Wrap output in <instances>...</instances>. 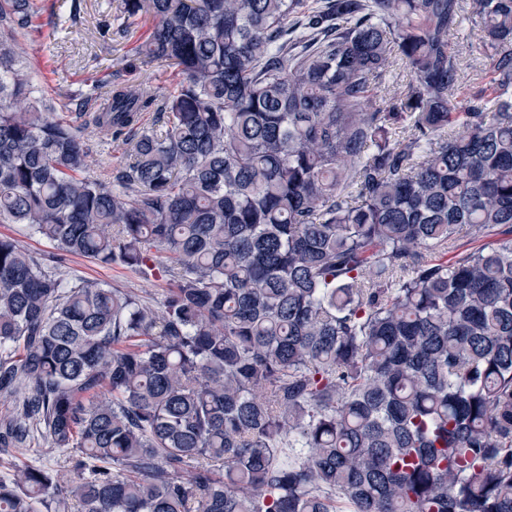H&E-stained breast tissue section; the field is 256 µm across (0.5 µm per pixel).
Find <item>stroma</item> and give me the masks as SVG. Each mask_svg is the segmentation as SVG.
Instances as JSON below:
<instances>
[{
  "instance_id": "35a3bbf8",
  "label": "stroma",
  "mask_w": 512,
  "mask_h": 512,
  "mask_svg": "<svg viewBox=\"0 0 512 512\" xmlns=\"http://www.w3.org/2000/svg\"><path fill=\"white\" fill-rule=\"evenodd\" d=\"M75 2L80 5V15L67 32L56 34L46 26L41 32L21 34L16 38L17 55L38 92L54 99L84 90L86 78L93 73L113 86L147 84L170 90L179 84L181 76L174 68L155 64L131 72L120 62L121 57L129 55L145 40L151 26L149 17H140L135 25L124 30L114 20V0H42L46 11L60 15L69 14ZM452 41L462 52L459 100H466L474 92L491 89L494 74L489 61L472 49L478 41L475 26L469 20H462ZM85 143L90 176L111 182L113 169L127 159L128 145L97 131L87 134ZM61 271L70 280L102 282L134 291L153 301L160 300L169 286L167 279H145L124 267L103 266L80 256L67 257ZM25 465L45 468L62 483L72 474L69 457L48 448L39 438L32 440L28 447L0 454V477L11 476L16 468Z\"/></svg>"
}]
</instances>
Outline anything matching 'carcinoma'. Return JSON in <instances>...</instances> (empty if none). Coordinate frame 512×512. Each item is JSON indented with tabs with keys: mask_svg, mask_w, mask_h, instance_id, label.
Returning <instances> with one entry per match:
<instances>
[{
	"mask_svg": "<svg viewBox=\"0 0 512 512\" xmlns=\"http://www.w3.org/2000/svg\"><path fill=\"white\" fill-rule=\"evenodd\" d=\"M117 10L153 19L125 66L182 81L70 95L74 126L19 66L38 5L0 0V223L169 280L151 304L0 235V452L74 468L16 469L0 512H512V0ZM465 12L496 90L460 103ZM89 129L129 141L110 184ZM391 72L387 75L384 85L380 91L374 95L373 104L381 106L383 99L403 90L405 85L410 81V74L404 70L400 65H395L390 68ZM32 465L52 472L63 483L72 474V463L64 453L48 448L40 437H35L27 448H14L9 454H0V477H9L16 468Z\"/></svg>",
	"mask_w": 512,
	"mask_h": 512,
	"instance_id": "obj_1",
	"label": "carcinoma"
}]
</instances>
